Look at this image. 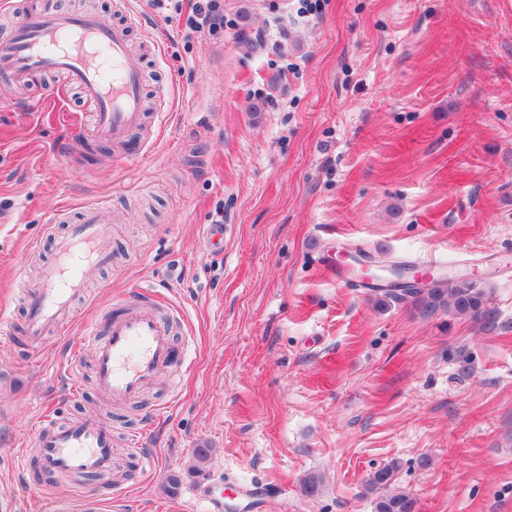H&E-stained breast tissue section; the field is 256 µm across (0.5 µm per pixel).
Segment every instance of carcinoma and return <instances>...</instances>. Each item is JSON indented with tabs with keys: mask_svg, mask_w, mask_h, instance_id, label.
Here are the masks:
<instances>
[{
	"mask_svg": "<svg viewBox=\"0 0 512 512\" xmlns=\"http://www.w3.org/2000/svg\"><path fill=\"white\" fill-rule=\"evenodd\" d=\"M394 301L410 304L421 318L452 314L480 323L487 333L499 328V313L490 305L486 289L452 276L437 275L427 288L416 283L389 288L372 299L381 310ZM399 468L398 461L393 460L373 471L365 481L364 491L374 497L375 512H417L416 498L396 486Z\"/></svg>",
	"mask_w": 512,
	"mask_h": 512,
	"instance_id": "cac0c4a2",
	"label": "carcinoma"
}]
</instances>
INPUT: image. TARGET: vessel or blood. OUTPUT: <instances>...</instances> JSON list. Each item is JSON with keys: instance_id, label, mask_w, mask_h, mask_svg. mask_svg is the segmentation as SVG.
Listing matches in <instances>:
<instances>
[{"instance_id": "obj_1", "label": "vessel or blood", "mask_w": 512, "mask_h": 512, "mask_svg": "<svg viewBox=\"0 0 512 512\" xmlns=\"http://www.w3.org/2000/svg\"><path fill=\"white\" fill-rule=\"evenodd\" d=\"M138 19L125 12L119 24L89 11H59L30 4L0 39V73L28 85L46 74L62 75L94 106L90 134L118 146L116 161L139 157L149 143L145 123L143 59L130 34ZM109 207L88 208L81 223L57 238L55 258L27 299L26 334L32 341L69 324L71 299L87 286L89 269L111 264L102 226ZM154 292L139 309H114L87 328L104 404L134 399L161 373L180 371L184 354L170 341L168 320L154 312ZM41 468L48 473L112 474V429L95 416L64 425L42 420L36 429Z\"/></svg>"}]
</instances>
